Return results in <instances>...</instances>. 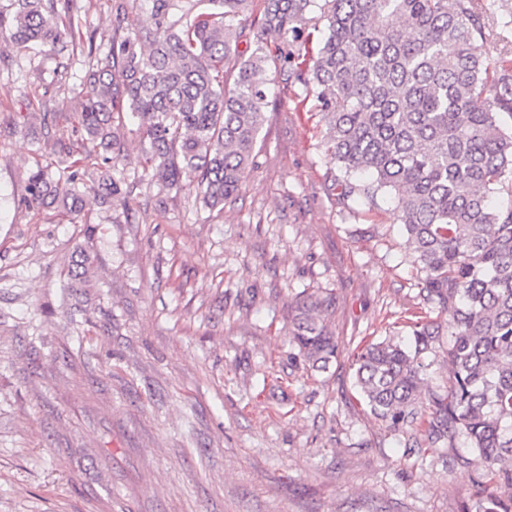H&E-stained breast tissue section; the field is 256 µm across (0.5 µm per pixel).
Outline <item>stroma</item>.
I'll list each match as a JSON object with an SVG mask.
<instances>
[{"label": "stroma", "mask_w": 512, "mask_h": 512, "mask_svg": "<svg viewBox=\"0 0 512 512\" xmlns=\"http://www.w3.org/2000/svg\"><path fill=\"white\" fill-rule=\"evenodd\" d=\"M84 30L151 23L147 0H77ZM0 30V512H458L490 487L464 440L418 447L354 398L361 339L407 335L420 284L390 196L348 193L314 96L278 75L237 200L136 170L130 218L93 192L77 214L31 209L32 91L59 102L84 77ZM96 263L69 285L76 247ZM334 290L339 354L309 368L288 308Z\"/></svg>", "instance_id": "stroma-1"}]
</instances>
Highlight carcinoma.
<instances>
[{
    "label": "carcinoma",
    "instance_id": "carcinoma-1",
    "mask_svg": "<svg viewBox=\"0 0 512 512\" xmlns=\"http://www.w3.org/2000/svg\"><path fill=\"white\" fill-rule=\"evenodd\" d=\"M153 27L111 37L105 51L84 37L73 0H13L0 11L14 42L47 47L59 73L88 39L72 136L51 144L71 159L56 177L35 165L30 207L80 211L89 186L129 215L135 182L124 165L118 129L138 119L141 156L162 191L188 181L210 211L241 189L264 125L277 67L259 45L247 57L237 45L248 0H207L211 12L169 18L170 0H151ZM317 0H267L262 33L302 36L299 24ZM326 34L319 48L283 56L315 94L326 144L349 192L372 202L394 195L408 247L421 274L423 310L408 319L410 337L366 341L355 356L356 400L396 434L412 432L428 448H473L482 479L495 491L459 512H512V205L492 197L512 191V59H489L479 0H324ZM236 59L233 85L224 63ZM89 256L70 273L87 283ZM336 296L313 289L290 308L292 341L314 370L336 358L328 322ZM436 317H431V314ZM448 315V321L441 320ZM443 352L448 385L417 399L428 367Z\"/></svg>",
    "mask_w": 512,
    "mask_h": 512
}]
</instances>
